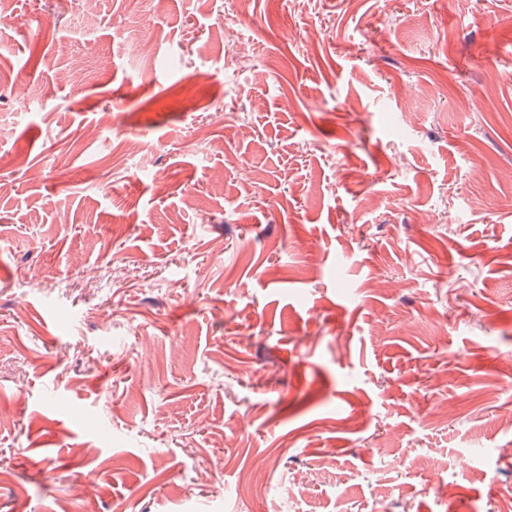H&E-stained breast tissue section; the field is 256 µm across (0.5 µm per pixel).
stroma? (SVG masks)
<instances>
[{"mask_svg":"<svg viewBox=\"0 0 512 512\" xmlns=\"http://www.w3.org/2000/svg\"><path fill=\"white\" fill-rule=\"evenodd\" d=\"M235 9L0 13V512H512V0Z\"/></svg>","mask_w":512,"mask_h":512,"instance_id":"35a3bbf8","label":"stroma"}]
</instances>
